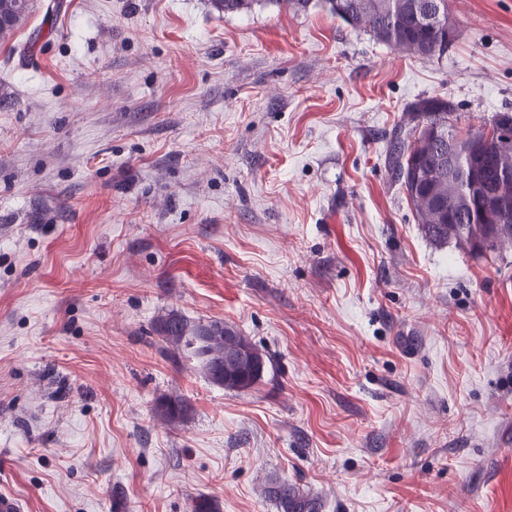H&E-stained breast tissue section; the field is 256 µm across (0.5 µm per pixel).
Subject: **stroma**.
<instances>
[{
	"label": "stroma",
	"instance_id": "35a3bbf8",
	"mask_svg": "<svg viewBox=\"0 0 512 512\" xmlns=\"http://www.w3.org/2000/svg\"><path fill=\"white\" fill-rule=\"evenodd\" d=\"M49 2L0 43V492L512 512V248L425 237L386 161L423 98L512 112V0H448L433 61L323 0ZM170 313L247 336L262 380L165 358ZM265 493L280 512H319L320 507L314 499L300 493L298 489L288 483L271 482L265 488Z\"/></svg>",
	"mask_w": 512,
	"mask_h": 512
}]
</instances>
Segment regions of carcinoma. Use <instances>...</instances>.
I'll return each mask as SVG.
<instances>
[{
  "label": "carcinoma",
  "instance_id": "1",
  "mask_svg": "<svg viewBox=\"0 0 512 512\" xmlns=\"http://www.w3.org/2000/svg\"><path fill=\"white\" fill-rule=\"evenodd\" d=\"M252 0H212L219 13H233ZM329 11L353 28L363 29L390 47L406 50L422 59L441 58L448 52V42L440 24H448V0H325ZM29 11L28 0H0V41H5L22 24ZM414 126L409 132L396 134L391 140L387 162L392 176L405 191L418 214L424 235L437 243L454 242L472 249L475 244L490 242L494 251L512 246V209L487 213L493 220L483 224L482 215L470 207L464 183L465 171L487 174L495 170L497 153L512 155V141L490 145L482 157L448 156L446 137L458 134V122L448 124L452 105L438 98H424L415 106ZM439 126L445 139L412 147V136L420 127ZM162 351L174 356L181 347L193 349L201 360L210 381L226 390H242L253 386L264 373L262 355L247 337L220 321L191 323L176 314L161 317L155 327ZM241 355L236 361L224 359L229 344ZM188 407L184 400L173 397L158 408L169 422L181 420ZM267 498L278 512H319L318 503L300 493L294 486L274 481L265 488Z\"/></svg>",
  "mask_w": 512,
  "mask_h": 512
}]
</instances>
